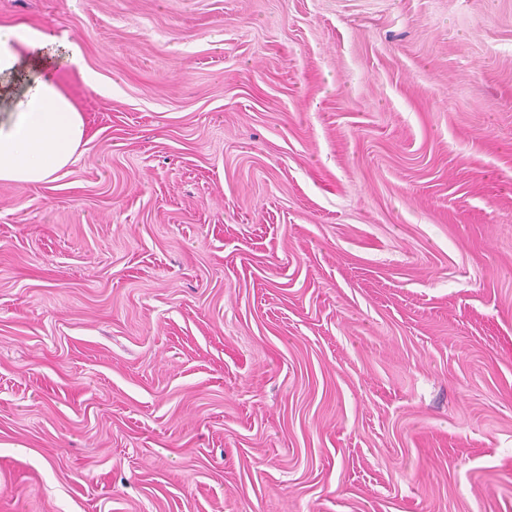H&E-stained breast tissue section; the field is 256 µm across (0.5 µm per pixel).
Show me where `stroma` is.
Returning <instances> with one entry per match:
<instances>
[{"label":"stroma","instance_id":"stroma-1","mask_svg":"<svg viewBox=\"0 0 512 512\" xmlns=\"http://www.w3.org/2000/svg\"><path fill=\"white\" fill-rule=\"evenodd\" d=\"M0 24L88 129L0 182V512H512V0Z\"/></svg>","mask_w":512,"mask_h":512}]
</instances>
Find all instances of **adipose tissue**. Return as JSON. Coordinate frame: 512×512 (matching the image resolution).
I'll return each mask as SVG.
<instances>
[{"instance_id":"adipose-tissue-1","label":"adipose tissue","mask_w":512,"mask_h":512,"mask_svg":"<svg viewBox=\"0 0 512 512\" xmlns=\"http://www.w3.org/2000/svg\"><path fill=\"white\" fill-rule=\"evenodd\" d=\"M74 59L52 35L0 25V182L40 185L74 164L85 121L57 77Z\"/></svg>"}]
</instances>
